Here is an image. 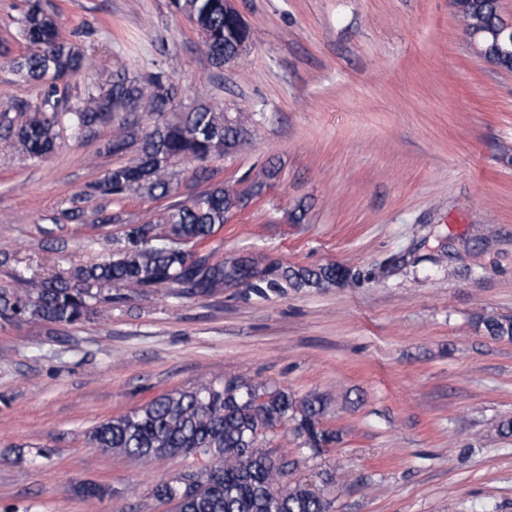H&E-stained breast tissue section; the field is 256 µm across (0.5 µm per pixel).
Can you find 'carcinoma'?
I'll return each mask as SVG.
<instances>
[{"label": "carcinoma", "instance_id": "carcinoma-1", "mask_svg": "<svg viewBox=\"0 0 512 512\" xmlns=\"http://www.w3.org/2000/svg\"><path fill=\"white\" fill-rule=\"evenodd\" d=\"M226 2L172 0L176 11L193 22L205 54L217 68L232 60L245 40ZM456 6L461 21L477 35L482 52L496 57L499 67L512 69V46L493 35L501 23L497 0H456ZM13 39L24 48L11 60L13 71L28 81L50 79L52 84L23 122L16 125L4 119L5 134L0 140L7 147L31 159L45 158L59 148L62 133L80 140L91 129L112 124L117 109L124 107L126 117L115 120L104 150L118 155L133 148L136 157L88 185L84 199L121 204L133 195L167 198L175 191L176 167L184 161L199 162L194 178L209 186L189 200L124 223L119 245L102 262L76 266L64 275L31 278L19 291L1 287V319L74 325L98 313L104 304L121 303L125 295L110 294L114 288L144 291L173 286L181 297L211 295L230 284L266 297L286 288L324 289L352 279L351 270L340 264L295 267L263 256L215 260L210 254L193 252L223 228L241 195L258 197L266 187L256 179L242 191L214 183L213 172L205 166L240 145L245 133L242 123L201 102L178 121L138 130L131 115L142 102L160 115L176 97L163 71L140 79L120 69L105 87L87 85L81 102L60 105L55 81L88 70L90 62L79 47L61 36L54 14L42 0H30ZM61 215L83 224L121 220L120 214L108 213L104 206L91 211L73 206ZM161 224L165 225L162 233L158 231ZM482 323L490 339L512 342V317H488ZM325 411L326 399L319 394L296 398L281 388L261 394L246 381L207 380L168 391L129 413L100 422L89 431L88 440L104 454L135 459L199 455L214 462L203 477L193 479L182 472L155 484L154 498L170 506V512H332L333 501L325 495L330 472L318 473V483L294 479L296 462L257 446L259 436L291 421L304 447L315 455L323 453L340 441L339 432L323 425ZM76 491L91 504L112 495L111 488L99 483L80 484Z\"/></svg>", "mask_w": 512, "mask_h": 512}]
</instances>
